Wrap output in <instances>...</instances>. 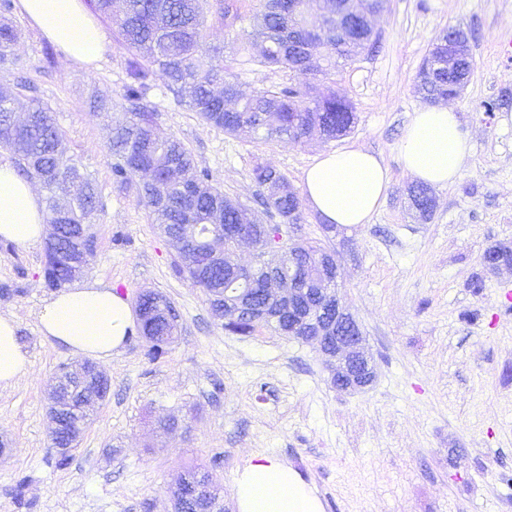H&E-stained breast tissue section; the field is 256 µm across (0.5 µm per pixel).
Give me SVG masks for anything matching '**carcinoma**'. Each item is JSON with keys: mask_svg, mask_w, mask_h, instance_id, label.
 Wrapping results in <instances>:
<instances>
[{"mask_svg": "<svg viewBox=\"0 0 512 512\" xmlns=\"http://www.w3.org/2000/svg\"><path fill=\"white\" fill-rule=\"evenodd\" d=\"M113 0H95V10L113 22L123 43L133 50L127 59L128 82L124 99L129 103L123 119L112 124L113 182L121 188L136 187L153 223L168 238L177 251L179 271L191 283L210 295L215 288L228 289L232 300L239 295L255 298V302L274 311L275 302L258 296L266 287L264 265L280 270L279 287L305 289L312 297L325 289L335 291L336 280L321 266L320 254L326 248L313 241L300 240L279 255H264L260 239H255L263 264L251 271L219 266L210 273H198L210 244L224 239L225 231L243 223L237 202L224 195L210 181L209 173L197 167L192 154L173 136H163L155 122V110L145 103L151 90L153 69L162 70L174 97L186 102L206 123L234 134L248 128L260 139H291L300 141L313 135L326 140L346 135L355 123L352 104L336 96L325 84L322 57L306 59L301 48L310 34L303 26L305 0L288 4V0H263L262 9L250 18L253 45L264 48L254 56L267 68H284L295 72L302 80L274 90H262L245 97L239 90L235 75L224 66V48L209 46L204 38L207 17L215 12L226 26L244 21L237 0H124L122 13L112 10ZM17 31L7 23L0 24V66L12 64L11 51ZM447 36L435 39L433 48L422 63L416 81V91L424 99L435 102L453 90L448 82V59L442 46ZM322 47L345 62L355 60L357 44L336 32V20H331L322 35ZM20 96L19 88H0V150L9 154L20 175L39 179L49 192L47 198L49 222L55 223L60 198L67 199L69 224H86L96 209V193L92 181L78 166L65 158L52 112L40 103L28 109L26 121L13 125L9 117ZM254 182L264 189L260 205L277 214L285 224L301 220V202L288 182L269 164L258 163L252 169ZM82 191L73 197L74 182ZM425 197L409 196L410 206L419 217L427 220L431 210L430 190L417 186ZM94 236L82 241L72 239L64 229L58 240V252L51 253L45 272L50 288H63L73 281L69 258L82 255V265L88 266L92 256ZM171 302L163 295L155 296V304H143L141 333L147 337L146 356L158 361L168 354L172 336L178 325L167 320ZM58 400L57 411L69 418L73 435L67 438L71 446L77 441L89 417L87 401L78 392ZM172 496L186 500L198 508L224 512L220 505V484L208 470H191L184 474Z\"/></svg>", "mask_w": 512, "mask_h": 512, "instance_id": "carcinoma-1", "label": "carcinoma"}]
</instances>
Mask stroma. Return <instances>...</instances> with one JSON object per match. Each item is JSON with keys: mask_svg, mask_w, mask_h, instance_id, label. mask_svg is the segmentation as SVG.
Instances as JSON below:
<instances>
[{"mask_svg": "<svg viewBox=\"0 0 512 512\" xmlns=\"http://www.w3.org/2000/svg\"><path fill=\"white\" fill-rule=\"evenodd\" d=\"M18 37L14 63L0 85L25 83L16 108L48 106L68 158L89 175L97 194L91 219L95 251L84 274L129 300L144 290L166 296L179 314L168 355L146 357L130 336L105 364L111 387L95 408L69 465L50 448L49 385L60 366L80 358L46 339L36 312L51 297L42 245L0 241V312L14 315L30 359L14 387L0 389V512H171V491L188 468L213 472L226 512H237V471L256 454H274L299 473L324 512H512V270L485 273L484 251L512 243V0H386L374 17L376 48L339 69L329 84L356 113L336 140L262 141L206 124L153 76L150 98L160 130L180 139L213 185L263 223L252 179L256 163L272 164L294 190L322 152L363 147L388 166L387 198L371 223L325 232L303 207L300 238L329 242L341 266L339 294L360 324L376 378L356 393L336 391L322 354L260 326L232 335L213 320L203 292L175 267L176 252L159 234L134 190L112 182L110 113L91 110L105 93L125 101L130 53L103 16L102 57L85 69L65 57L11 9ZM463 29L473 71L451 102L473 149L458 180L434 189L424 221L407 207L413 184L399 143L424 101L417 74L436 37ZM247 25L225 28L210 18L207 43L251 94L294 82L292 71L246 65L237 47ZM500 103L493 115L482 104ZM483 278L484 288L470 283ZM171 419V431L159 429ZM27 479L24 504L14 489Z\"/></svg>", "mask_w": 512, "mask_h": 512, "instance_id": "stroma-1", "label": "stroma"}]
</instances>
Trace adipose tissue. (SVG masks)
<instances>
[{
  "label": "adipose tissue",
  "instance_id": "obj_1",
  "mask_svg": "<svg viewBox=\"0 0 512 512\" xmlns=\"http://www.w3.org/2000/svg\"><path fill=\"white\" fill-rule=\"evenodd\" d=\"M21 13L67 59L86 67L97 63L104 38L83 0H19ZM471 150L454 108L442 104L415 112L400 142L404 169L436 188L454 183ZM390 171L374 154L353 147L319 154L305 170L307 204L328 224L351 228L370 223L386 197ZM47 214L34 185L0 163V239L18 245L41 242ZM40 333L76 356L109 361L136 329L128 300L111 285L90 281L67 288L40 307ZM29 357L13 316L0 315V387L26 375ZM238 512H323L312 488L281 458L257 455L235 480Z\"/></svg>",
  "mask_w": 512,
  "mask_h": 512
}]
</instances>
